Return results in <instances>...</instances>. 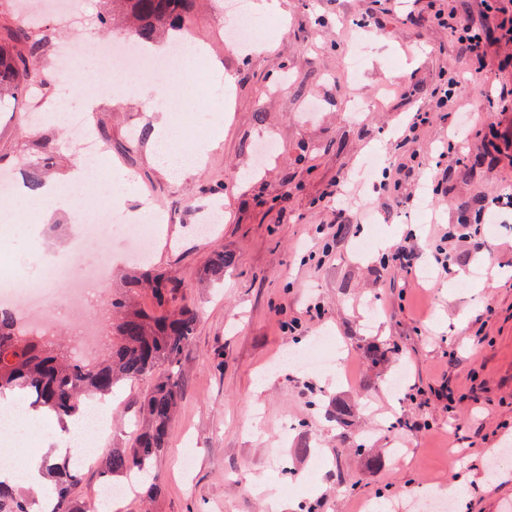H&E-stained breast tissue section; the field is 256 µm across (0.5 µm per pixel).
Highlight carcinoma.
Returning <instances> with one entry per match:
<instances>
[{
  "label": "carcinoma",
  "instance_id": "cac0c4a2",
  "mask_svg": "<svg viewBox=\"0 0 512 512\" xmlns=\"http://www.w3.org/2000/svg\"><path fill=\"white\" fill-rule=\"evenodd\" d=\"M195 0H102L100 24L112 26V15L121 13L132 21V38L146 47L164 35L176 36L191 14ZM48 40V29L35 26L21 15L0 26V112L10 111L20 97L30 96L36 86L30 68ZM49 164L44 157L18 164L25 186L33 193L43 188L41 171ZM147 288L157 311L138 309L131 295ZM178 292L176 283L147 264L135 265L127 276V294L108 301L120 314L112 323V344L107 358L80 363L50 338L25 332L15 312L0 307V399L21 395L31 401L34 412L62 422L84 413L82 401L112 395L120 382L133 383L168 365L172 370L158 376L144 396L142 411L146 424L133 447L117 448L105 458L107 478L149 476L143 483L146 496L158 494L157 478L151 476L156 460L169 448V425L177 408L180 379L173 371L194 336L198 311L189 304L170 306ZM52 481V512H88L72 497L81 471L68 463L44 461ZM36 495H24L0 481V512H32Z\"/></svg>",
  "mask_w": 512,
  "mask_h": 512
}]
</instances>
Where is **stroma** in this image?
<instances>
[{"mask_svg": "<svg viewBox=\"0 0 512 512\" xmlns=\"http://www.w3.org/2000/svg\"><path fill=\"white\" fill-rule=\"evenodd\" d=\"M279 2V13L252 12L262 42L251 55L225 45L224 0H197L186 23L209 57L210 94L233 88L228 111L206 110L185 84L167 105L150 72L95 94L89 59L75 64L88 86L65 80L54 64L60 44L124 32L118 20L103 29L99 0H84L68 20L44 12L50 36L34 61L44 86L0 114V169L51 154L46 179L72 204L62 224L99 205L115 179L127 184L119 204L128 213L151 202L164 236L148 263L199 313L170 446L155 464L160 493L130 496L120 512H271L273 498L280 512H423L421 501L451 484L460 487L453 512H512V209L491 204L512 191V95L485 98L512 92V43L485 0ZM440 9L484 22L482 61L437 24ZM451 78L457 109L400 146L410 113ZM62 97L91 114L108 159L83 158L66 114L51 109ZM41 111L39 127L22 122ZM162 119L193 130L183 149L214 144L178 180L155 162ZM413 151L402 205L382 189L383 170ZM84 166L89 180H68ZM478 215L483 250L460 244L442 270V235ZM405 242L417 253L409 273L383 262ZM219 251L233 262L210 285L204 270ZM1 254L36 278L54 264L78 278L97 262L64 233L33 226L23 200L0 231ZM318 336L332 341L340 369L286 364ZM153 382L116 390L103 451L132 446Z\"/></svg>", "mask_w": 512, "mask_h": 512, "instance_id": "1", "label": "stroma"}]
</instances>
